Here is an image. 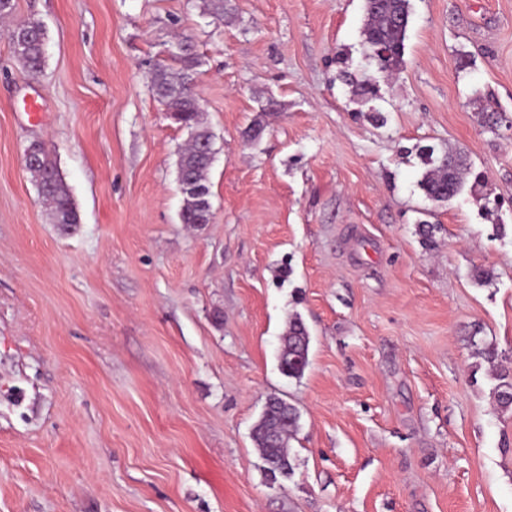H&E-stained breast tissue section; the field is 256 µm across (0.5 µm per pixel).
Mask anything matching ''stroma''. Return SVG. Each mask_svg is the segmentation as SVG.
Here are the masks:
<instances>
[{"label": "stroma", "instance_id": "stroma-1", "mask_svg": "<svg viewBox=\"0 0 512 512\" xmlns=\"http://www.w3.org/2000/svg\"><path fill=\"white\" fill-rule=\"evenodd\" d=\"M15 3L45 62L25 71L0 23V512H512V411L472 346L512 371V129L482 120L512 119V0H411L392 74L364 58V0ZM180 35L217 149L199 229L188 133L149 87ZM34 142L74 233L24 167ZM425 146L484 182L429 201ZM295 314L298 379L278 363ZM272 395L299 413L274 479L252 438ZM178 160L181 177H179V185L181 193L184 197V206L182 208V222L189 224L190 227L199 228L204 224H208L209 211H205V203H211V186L209 183V171L212 161L208 159L206 154L199 149V144L190 139L178 153ZM187 179L193 180L194 191L196 194L185 191L184 182ZM30 150L34 162L27 170L35 182L38 197L47 205L52 223L59 224L63 231H71L79 224L78 213L56 163L43 146L34 144ZM310 337L300 317L289 322L288 331L282 337L279 353L280 369L289 378H301L309 365Z\"/></svg>", "mask_w": 512, "mask_h": 512}]
</instances>
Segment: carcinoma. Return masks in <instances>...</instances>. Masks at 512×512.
<instances>
[{
    "instance_id": "cac0c4a2",
    "label": "carcinoma",
    "mask_w": 512,
    "mask_h": 512,
    "mask_svg": "<svg viewBox=\"0 0 512 512\" xmlns=\"http://www.w3.org/2000/svg\"><path fill=\"white\" fill-rule=\"evenodd\" d=\"M412 14L411 0H364V25L362 44L366 60L379 71L394 73L405 64V40ZM9 41L17 58L25 69L38 72L45 60V34L42 25L31 19L19 20L9 31ZM180 67H159L150 76L151 89L158 102L166 109L183 113L182 121L187 129L202 128L197 118L200 105L192 92L196 82L197 58L190 50L179 56ZM34 162L28 168L38 192V197L47 205L52 223L64 231L79 224L78 213L70 191L56 163L39 144L31 147ZM425 171L419 187L427 199L444 203L457 196L472 175V166L458 152L445 150L434 154L428 148L422 151ZM181 177L179 185L193 180L194 192L182 191L184 206L182 222L199 228L208 223L210 212L205 203L211 202L209 171L212 161L199 149V144L188 141L178 153ZM310 337L306 325L296 317L289 322L288 331L282 337L279 353L280 369L289 377L299 379L309 365ZM475 354L493 368V379L497 384L492 389L497 406L512 409V379L498 368V350L492 343L475 344ZM298 413L286 400L272 396L255 425L253 437L266 464V471L279 468L292 471L288 443L297 428Z\"/></svg>"
}]
</instances>
